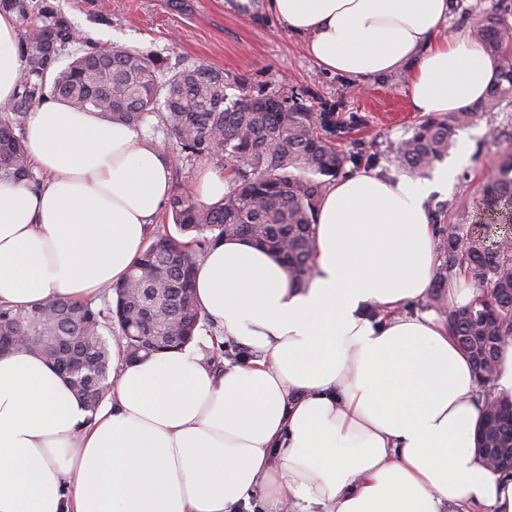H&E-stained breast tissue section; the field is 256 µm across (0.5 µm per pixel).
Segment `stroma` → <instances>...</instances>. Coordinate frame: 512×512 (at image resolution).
I'll return each mask as SVG.
<instances>
[{
  "label": "stroma",
  "instance_id": "obj_1",
  "mask_svg": "<svg viewBox=\"0 0 512 512\" xmlns=\"http://www.w3.org/2000/svg\"><path fill=\"white\" fill-rule=\"evenodd\" d=\"M78 32L105 49H134L164 58L169 66L204 63L223 70L230 81L251 86L305 89L336 103L347 128L339 149L356 154L358 169L399 171L398 144L410 137L422 117L413 112L407 71L375 75L359 83L324 71L308 55L303 36L277 20L267 0H54ZM467 161L447 193L432 203L466 201L470 222L486 243L512 237V219L478 206L482 184L512 152V100L478 113L458 128Z\"/></svg>",
  "mask_w": 512,
  "mask_h": 512
}]
</instances>
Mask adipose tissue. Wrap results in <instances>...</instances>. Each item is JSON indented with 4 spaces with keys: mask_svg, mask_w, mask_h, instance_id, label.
<instances>
[{
    "mask_svg": "<svg viewBox=\"0 0 512 512\" xmlns=\"http://www.w3.org/2000/svg\"><path fill=\"white\" fill-rule=\"evenodd\" d=\"M325 71L407 70L413 111L451 115L487 92L483 47L448 0H267ZM0 13V107L22 67ZM26 139L45 181L0 179V303L99 299L124 280L170 192L168 164L132 127L52 100ZM431 178L364 169L324 192L312 272L245 238L211 249L199 304L249 357L215 374L199 346L135 364L112 352L94 419L40 357L0 355V512H512V476L476 453L477 378L443 317L408 314L436 269Z\"/></svg>",
    "mask_w": 512,
    "mask_h": 512,
    "instance_id": "1",
    "label": "adipose tissue"
}]
</instances>
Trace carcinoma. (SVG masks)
Listing matches in <instances>:
<instances>
[{"label":"carcinoma","instance_id":"carcinoma-1","mask_svg":"<svg viewBox=\"0 0 512 512\" xmlns=\"http://www.w3.org/2000/svg\"><path fill=\"white\" fill-rule=\"evenodd\" d=\"M0 11L16 15L23 67L8 109L0 110V178L30 187L40 179L27 162L30 112L48 99L91 110L109 122L139 129L160 128L155 147L175 172L206 161L224 162L229 188L224 197L201 204L194 194H173L127 279L104 293L97 306L69 297L28 309L0 304V345L40 355L53 368L74 359L68 382L93 413L111 394L112 349L107 336L138 362L190 344L209 322L197 304L193 279L204 254L232 237L255 242L276 256L299 281L315 255L314 222L327 179L340 174L351 156L338 150L336 108L306 103V93L271 87L232 86L224 73L203 64L172 69L159 57L138 51L102 50L74 32L52 0H0ZM512 5L497 0L473 23L471 36L493 59L494 77L484 99L468 112L435 116L420 123L397 149L399 163L423 173L448 153L456 128L480 112L512 98ZM236 88L230 95L227 90ZM487 210L512 208V155L482 187ZM436 250L443 259L429 301L443 309L452 335L481 382L491 392L500 337L512 336V239L488 246L465 223L468 206L456 205L458 223L443 235L441 215ZM460 271L476 286L463 309L447 306L442 288ZM494 438L512 447V417L494 423Z\"/></svg>","mask_w":512,"mask_h":512}]
</instances>
